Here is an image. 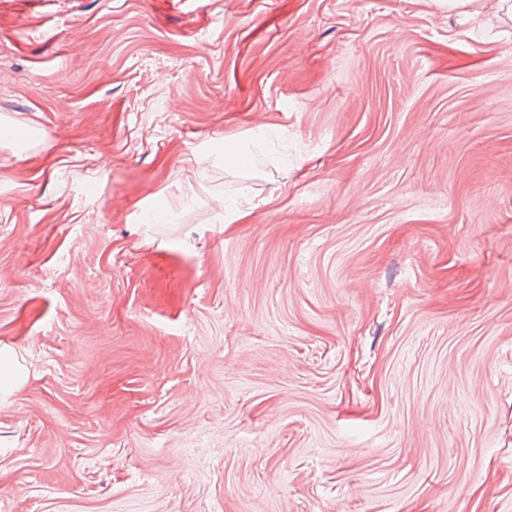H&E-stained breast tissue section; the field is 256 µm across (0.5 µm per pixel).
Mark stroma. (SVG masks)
Wrapping results in <instances>:
<instances>
[{
	"label": "stroma",
	"instance_id": "stroma-1",
	"mask_svg": "<svg viewBox=\"0 0 512 512\" xmlns=\"http://www.w3.org/2000/svg\"><path fill=\"white\" fill-rule=\"evenodd\" d=\"M1 120L0 512H512L492 4L0 0ZM265 136L254 135L247 141L225 142L224 163L232 168H246L255 162L254 149H259Z\"/></svg>",
	"mask_w": 512,
	"mask_h": 512
}]
</instances>
